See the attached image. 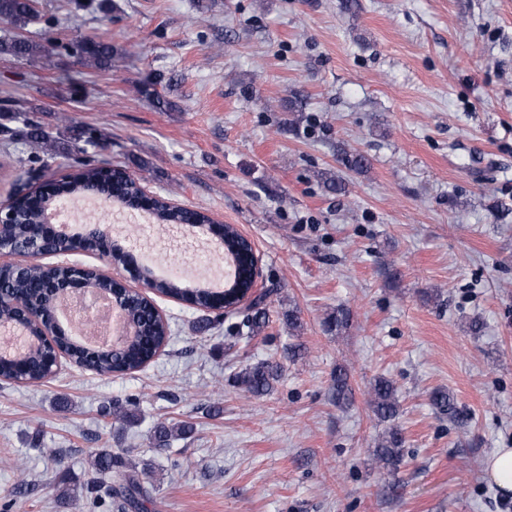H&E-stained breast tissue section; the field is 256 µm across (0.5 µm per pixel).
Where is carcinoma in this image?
I'll use <instances>...</instances> for the list:
<instances>
[{"label":"carcinoma","mask_w":512,"mask_h":512,"mask_svg":"<svg viewBox=\"0 0 512 512\" xmlns=\"http://www.w3.org/2000/svg\"><path fill=\"white\" fill-rule=\"evenodd\" d=\"M36 0H0V21L15 27H24L37 17ZM70 49L80 63L87 67L109 68L112 66V43L102 37H86L70 44ZM46 53V46L41 41L24 37H0V54L14 57L35 59ZM23 142L28 147V160L43 165L55 159L60 151L56 142L38 125L26 123L15 132L9 133L0 145L7 149L17 142ZM89 190H97L102 194L117 200H125L139 196V183L124 170L115 168L112 176L106 177L102 165L94 160L79 158L76 160V170L59 181L54 191L47 195L50 201L60 196H80ZM155 223L185 224L190 222L207 223L209 215L201 211L177 208L164 197L153 200ZM25 223L13 226L12 243L16 246L26 244L32 225L39 220V212L27 203L19 202ZM86 250L90 252H107L114 261L122 266L127 262L125 248L116 240L105 241L99 236L86 239ZM73 273L70 268L54 267L36 260L24 263H5L0 265V322L17 317L10 299L26 297L32 304L37 319L31 323V331L35 336H41L52 328V317L56 309L57 295L50 290V284L68 278ZM84 278L92 280L95 287L107 294L116 293L126 302L130 317L139 330V336L123 348L101 352H83L70 346L68 336L57 331L55 346H47L32 352L25 364L24 373L27 384L36 386L42 383L44 373L53 359L56 350L68 352L77 363L89 364L93 372L101 376L114 373H124L139 370L155 353V350L166 343L170 336L169 322L163 320L154 310L150 300L140 293L122 288L112 278L85 272ZM154 292L167 296L180 303H192L199 308L210 305L211 295L207 288H196L189 291L182 282L176 279L158 280L153 285ZM268 293L263 292L252 299L240 322L235 325L236 335L240 338L249 337L259 330L266 322L264 308ZM279 366L265 361L238 373L237 383L253 394H262L269 390L271 383L278 377ZM432 404L440 413L450 417L456 415L454 398L443 391H435L431 395ZM371 403L374 412L382 420L396 417L398 401L393 384L379 377L371 388ZM191 426L181 424L176 427L161 426L155 431L156 445L166 448L170 441L178 436L189 433ZM402 438L398 430L392 428L386 432L378 444L375 461L384 466H395L401 462ZM112 454L101 451L96 454L93 468L96 476L89 482L90 490L100 488L99 475L112 469ZM122 495L139 512H148V504L152 503L150 493L144 488L137 475H127Z\"/></svg>","instance_id":"cac0c4a2"}]
</instances>
